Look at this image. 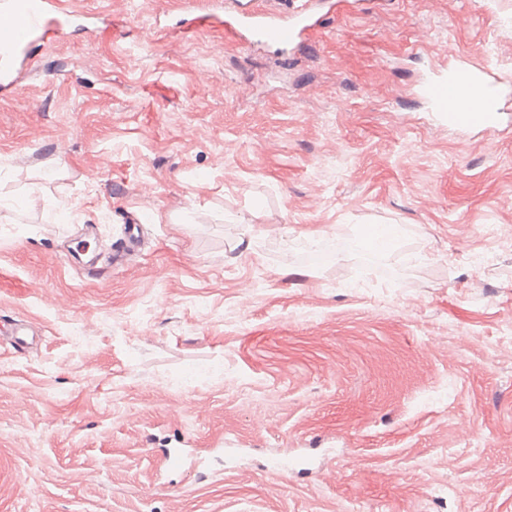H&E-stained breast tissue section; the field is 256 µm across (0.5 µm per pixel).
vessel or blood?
I'll list each match as a JSON object with an SVG mask.
<instances>
[{"mask_svg": "<svg viewBox=\"0 0 512 512\" xmlns=\"http://www.w3.org/2000/svg\"><path fill=\"white\" fill-rule=\"evenodd\" d=\"M73 16L69 0H0V82L11 78L21 55L34 42L65 34ZM319 22L309 0H225L223 14L210 12L176 21L179 33L223 25L244 42L261 43L282 51L301 44ZM418 95L428 111L437 113L440 125L460 132H491L503 125L504 94L499 78L487 67L459 62L432 71ZM139 236L124 230L121 244L111 250L113 266H121L137 251ZM29 324L22 319L0 320V346L20 350L35 344Z\"/></svg>", "mask_w": 512, "mask_h": 512, "instance_id": "vessel-or-blood-1", "label": "vessel or blood"}]
</instances>
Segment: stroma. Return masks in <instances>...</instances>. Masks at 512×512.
Here are the masks:
<instances>
[{
	"instance_id": "obj_1",
	"label": "stroma",
	"mask_w": 512,
	"mask_h": 512,
	"mask_svg": "<svg viewBox=\"0 0 512 512\" xmlns=\"http://www.w3.org/2000/svg\"><path fill=\"white\" fill-rule=\"evenodd\" d=\"M0 96V512H512V128L416 94L462 56L512 86V0H334L291 53L70 0ZM37 189L32 210L25 198ZM140 227L127 267L81 273ZM395 224L393 246L298 252ZM250 449L203 471L154 452ZM326 448L325 474L272 471ZM29 324L22 319H0V346H8L14 352L25 349L29 345L38 344L39 337L30 334Z\"/></svg>"
}]
</instances>
